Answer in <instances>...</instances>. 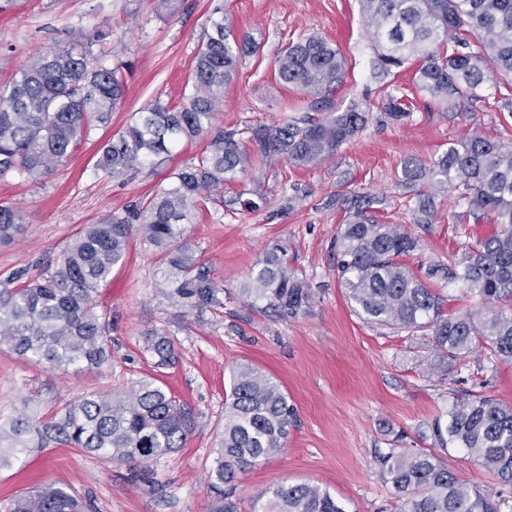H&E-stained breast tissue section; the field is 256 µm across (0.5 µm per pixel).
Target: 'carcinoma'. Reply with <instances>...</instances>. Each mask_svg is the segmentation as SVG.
Returning <instances> with one entry per match:
<instances>
[{
    "label": "carcinoma",
    "instance_id": "obj_1",
    "mask_svg": "<svg viewBox=\"0 0 512 512\" xmlns=\"http://www.w3.org/2000/svg\"><path fill=\"white\" fill-rule=\"evenodd\" d=\"M359 2L375 50L373 79L380 82L415 61L417 87L448 112L475 100L488 82H512V0ZM209 25L185 103L172 108L156 100L101 148L95 168L119 179L170 153L184 139L207 138L205 150L135 212L86 225L52 273L26 281L20 273L15 276L22 281L19 287L1 288V348L62 370L104 364L106 323L96 311V295L125 259L135 221L160 255L164 294L183 315L222 306L223 287L185 241L186 225L193 223L202 195L215 204L254 209L250 199L224 200V185L252 166L253 155L271 164L287 160L311 167L332 158L365 128L364 103L354 102L342 112L328 106L330 92L345 79L346 61L326 37L309 34L281 51L277 74L314 98L324 116L250 124L245 138L235 129L213 130L224 88L240 60L257 53L260 43L248 34H233L217 11ZM91 46L76 37L66 46L52 47L25 64L0 91V182L42 180L120 105L127 66L103 62ZM384 109L397 122L411 115L401 97H388ZM420 184L453 192L464 208L458 221L487 218L500 225L497 233L469 248L462 261H435L426 269L430 280L460 283L480 298L482 307L444 314L442 297L409 266L418 240L401 225L379 223L373 215L379 201L368 195L350 202V215L337 238V267L349 299L358 313L378 325L429 331L434 350L450 366L470 355L478 336L487 360L511 363L512 143L472 134L429 166L410 158L402 167V185ZM434 211V194H418L417 223H429ZM22 223L17 208L0 203V242L13 239ZM239 292L251 305L261 302L262 309L281 316L305 311L312 300L278 246L266 251ZM146 350L158 369L176 360L171 342L161 334L147 338ZM296 418L294 404L272 378L249 365L234 372L224 404V433L208 481L214 494L212 512H236L226 490L233 489L247 467L283 450ZM194 426L191 409L152 379L120 395L84 397L45 422L40 436L117 462H135L181 448ZM430 429L434 444L462 451L492 472L500 485L512 486V406L461 395L434 418ZM23 432V419L0 420V441L18 443ZM378 465L402 499L401 512H499V491L471 488L431 450L392 448L379 455ZM11 512H86V505L71 489L48 486L20 496ZM254 512L347 510L321 487L296 483L257 499Z\"/></svg>",
    "mask_w": 512,
    "mask_h": 512
}]
</instances>
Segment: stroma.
Returning <instances> with one entry per match:
<instances>
[{"instance_id":"35a3bbf8","label":"stroma","mask_w":512,"mask_h":512,"mask_svg":"<svg viewBox=\"0 0 512 512\" xmlns=\"http://www.w3.org/2000/svg\"><path fill=\"white\" fill-rule=\"evenodd\" d=\"M217 8L235 32L260 44L225 89L217 127L240 129L311 113V97L284 84L276 71L280 50L310 33L327 37L347 60L344 82L330 96L332 107L341 112L365 102L369 121L317 166L254 161L224 195L244 194L257 210L209 202L188 225L187 243L224 288L222 307L181 317L161 292L157 253L137 230L127 257L96 297L98 312L110 323L106 363L64 372L0 350L1 420L23 417L38 427L85 395L120 392L154 375L196 414L183 448L144 464L56 442L42 445L28 435L22 454L0 468V512H10L15 498L41 485L73 489L88 512H210L207 482L224 428V401L234 371L244 365L281 385L297 421L281 454L240 474L239 512H251L258 497L288 483L327 489L348 512H399L402 502L382 477L378 454L398 442L432 447L429 425L453 393L512 406V364L488 368L478 347L465 366L446 369L422 333L396 332L356 313L340 282L336 234L357 195L379 197L378 221L404 225L418 238L415 264L461 260L495 224L458 223L461 208L450 192L436 195L432 223H414L416 195L400 183L402 164L408 158L431 164L475 130L512 142V113L500 108L502 98L512 97L511 86L487 83L464 110L447 112L415 90L414 65L373 81L359 0H172L164 8L156 0H15L12 10L0 13V88L39 52L100 30L107 37L94 43V54L108 63L125 62L129 70L123 102L110 122L94 127L43 181L0 182V201L24 215L19 234L0 244V287L19 271L33 278L53 270L85 225L125 214L203 151L205 139L184 141L153 166L114 180L94 166L102 145L154 101L184 102L207 19ZM388 93L408 100L409 120L398 123L384 112ZM276 244L312 293L309 308L293 317L253 308L239 294ZM156 332L168 336L178 355L160 374L144 349L145 338Z\"/></svg>"}]
</instances>
